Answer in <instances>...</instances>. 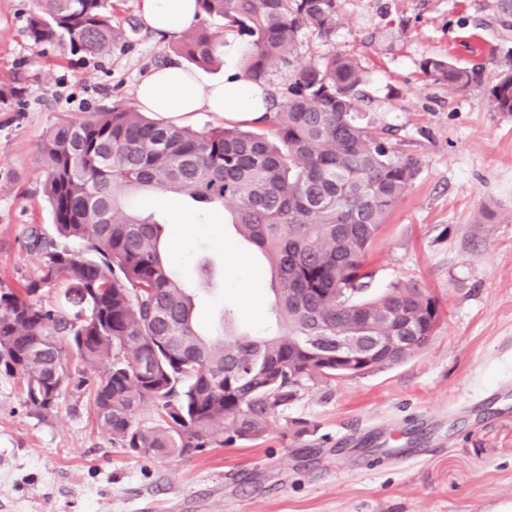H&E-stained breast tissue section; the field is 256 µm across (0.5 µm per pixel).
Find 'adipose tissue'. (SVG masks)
<instances>
[{
  "label": "adipose tissue",
  "instance_id": "obj_1",
  "mask_svg": "<svg viewBox=\"0 0 512 512\" xmlns=\"http://www.w3.org/2000/svg\"><path fill=\"white\" fill-rule=\"evenodd\" d=\"M197 13L195 0H142L147 24L170 37L180 36ZM140 108L184 119L196 112H211L251 120L265 112L264 92L246 79L200 85L186 68L171 64L155 69L137 87Z\"/></svg>",
  "mask_w": 512,
  "mask_h": 512
}]
</instances>
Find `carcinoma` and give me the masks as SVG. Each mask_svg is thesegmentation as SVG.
I'll use <instances>...</instances> for the list:
<instances>
[{
    "label": "carcinoma",
    "instance_id": "carcinoma-1",
    "mask_svg": "<svg viewBox=\"0 0 512 512\" xmlns=\"http://www.w3.org/2000/svg\"><path fill=\"white\" fill-rule=\"evenodd\" d=\"M26 36L68 42L74 55L105 56L125 38L108 0H35ZM197 17L221 18L246 38L243 77L267 87L270 71L292 65L302 32L331 37L339 0H196ZM224 42L203 26L187 30L177 53L199 68L219 63ZM428 77L467 89L476 75L443 59ZM364 73L347 55L295 67L267 91L257 125L197 132L146 118L134 107L62 119L41 146L44 194L56 236L28 228L25 249L42 256L35 276L0 287V377L18 378L24 404L56 407L89 394L112 444L179 460L202 450L218 428L227 441H258L306 384L336 375L308 337L384 340L378 368L419 355L433 335L437 299L416 281L375 291L367 256L382 224L419 168L363 123ZM497 111L512 113V73L492 88ZM131 191L184 194L205 219L224 206L238 237L272 270L278 332L224 327L203 333L190 287L164 261V225L127 206ZM82 288L88 316L34 301L51 288ZM79 366L73 368L68 353ZM157 410L151 425L139 420Z\"/></svg>",
    "mask_w": 512,
    "mask_h": 512
}]
</instances>
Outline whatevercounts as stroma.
Segmentation results:
<instances>
[{
  "label": "stroma",
  "mask_w": 512,
  "mask_h": 512,
  "mask_svg": "<svg viewBox=\"0 0 512 512\" xmlns=\"http://www.w3.org/2000/svg\"><path fill=\"white\" fill-rule=\"evenodd\" d=\"M142 0H111L127 24L105 57L76 58L65 43L24 34L34 0H0V82L20 88L0 103V286L40 264L23 245L30 225L54 235L42 190L40 146L63 118L136 106V87L177 61V38L142 18ZM490 0H340L330 39L300 36L299 55L334 54L364 70V121L388 131L419 173L368 255L375 286L413 279L438 300L425 350L348 379H317L284 413L307 433L208 446L182 460L114 447L88 397L65 396L37 415L21 382L0 378V512H512V114L490 90L512 68V28ZM448 59L480 84L451 90L422 65ZM134 204L166 225L171 270L196 288L202 329L236 308L242 329L274 331L270 270L216 211L196 221L184 196Z\"/></svg>",
  "instance_id": "obj_1"
}]
</instances>
